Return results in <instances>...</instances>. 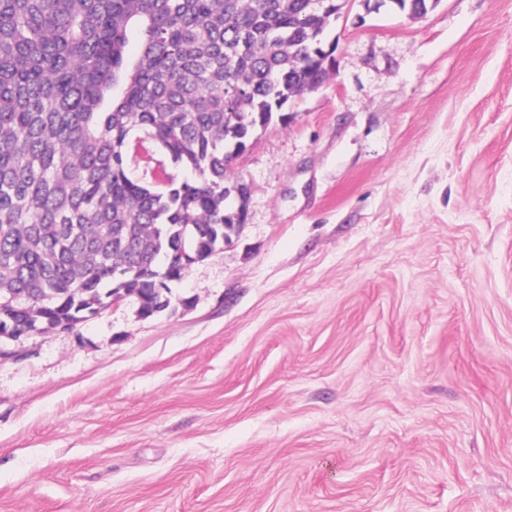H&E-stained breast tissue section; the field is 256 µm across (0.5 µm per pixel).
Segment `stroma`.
Listing matches in <instances>:
<instances>
[{
  "mask_svg": "<svg viewBox=\"0 0 512 512\" xmlns=\"http://www.w3.org/2000/svg\"><path fill=\"white\" fill-rule=\"evenodd\" d=\"M249 219L0 358V512H512V0L353 5ZM437 0H374L373 10L388 7L399 14L420 16L426 14Z\"/></svg>",
  "mask_w": 512,
  "mask_h": 512,
  "instance_id": "1",
  "label": "stroma"
}]
</instances>
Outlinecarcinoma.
<instances>
[{"mask_svg":"<svg viewBox=\"0 0 512 512\" xmlns=\"http://www.w3.org/2000/svg\"><path fill=\"white\" fill-rule=\"evenodd\" d=\"M334 23L321 0H0V330L86 321L122 292L168 309L179 246L200 262L238 231L229 164L321 83ZM137 133L183 175L132 178Z\"/></svg>","mask_w":512,"mask_h":512,"instance_id":"1","label":"carcinoma"}]
</instances>
